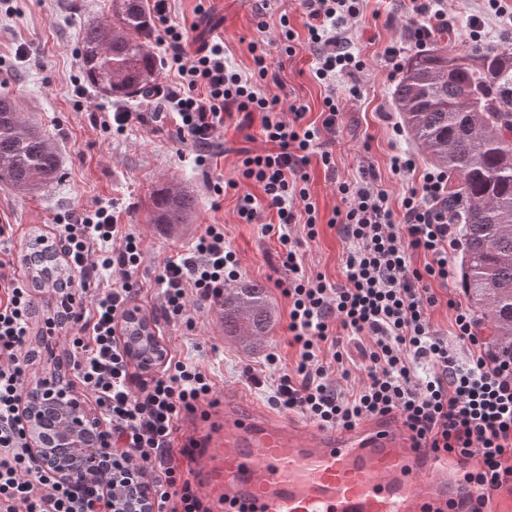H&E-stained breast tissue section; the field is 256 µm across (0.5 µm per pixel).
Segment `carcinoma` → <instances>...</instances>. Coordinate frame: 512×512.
I'll use <instances>...</instances> for the list:
<instances>
[{"label": "carcinoma", "instance_id": "obj_1", "mask_svg": "<svg viewBox=\"0 0 512 512\" xmlns=\"http://www.w3.org/2000/svg\"><path fill=\"white\" fill-rule=\"evenodd\" d=\"M148 0H112V16L83 25L85 81L106 97L152 98L157 59ZM394 99L410 137L448 171L459 224L462 285L491 323L501 349H512V49L465 52L437 43L404 65ZM61 176L50 138L0 94V180L21 193ZM192 193L174 181L153 192L152 220L171 231L189 223ZM224 331L249 343L271 322L258 285L224 289Z\"/></svg>", "mask_w": 512, "mask_h": 512}]
</instances>
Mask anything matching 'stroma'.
<instances>
[{
  "mask_svg": "<svg viewBox=\"0 0 512 512\" xmlns=\"http://www.w3.org/2000/svg\"><path fill=\"white\" fill-rule=\"evenodd\" d=\"M213 4L211 14L202 17L196 13L198 0L170 2L177 21L190 27L192 47L222 39L228 65L241 73L250 72L249 43L257 36L254 0H213ZM10 7L11 16L0 19V93L10 94L28 120L47 130L62 162L61 177L31 193H18L0 181V220L12 224L15 250L26 251L36 235L50 234L59 214L100 202L115 204L120 224L142 243L137 278L144 290L138 303L162 347L206 371L214 384V399L241 397L248 404L268 408L263 391L248 382L243 370L259 367L270 353L277 354L286 366L295 358L287 343L288 300L275 286L278 244L264 225L238 223L234 195L217 198L210 189L211 180L235 177L237 148L262 149L260 123L244 132L237 129L235 120L225 121L224 154L214 158L207 169L198 166L191 146L178 140L174 121H167L160 134L153 133L151 126L137 124L123 136L111 137L95 124V114L163 109L157 98H109L91 88L81 96L75 92L76 79L82 74L80 28L85 22L110 16L112 0H12ZM284 7L297 34L296 52L289 57L279 47H271L268 61L280 82L268 84L266 92L279 96L286 105L303 102L308 107L307 121L314 122L320 118L325 92L310 72L313 55L307 44L306 18L298 0H286ZM443 7L448 12L446 36L452 44H460L462 34L480 16L485 20L487 48H512V18L488 12L485 0H445ZM412 28L401 0H368L362 22L353 28V46L365 62L362 95L345 102L327 146L334 169H326L316 156L307 168L321 218L316 239L304 246L307 274H323L333 283L344 280L345 243L328 224L334 210L344 206L337 182L355 180L360 167H372L378 184L397 204L434 165L426 150L413 147L407 138L395 137L383 118L394 110L392 92L397 79L381 53L387 45L407 41ZM400 152L414 156V172L404 176L392 173L390 158ZM170 180L194 192L198 199L189 223L173 233L150 221L152 193ZM209 224L223 225L226 243L239 260L240 286L256 283L267 290L274 321L258 349L225 335L213 306L191 302L195 326L190 330L164 322L159 312L160 300L153 287L159 267L167 259L187 253Z\"/></svg>",
  "mask_w": 512,
  "mask_h": 512,
  "instance_id": "stroma-1",
  "label": "stroma"
}]
</instances>
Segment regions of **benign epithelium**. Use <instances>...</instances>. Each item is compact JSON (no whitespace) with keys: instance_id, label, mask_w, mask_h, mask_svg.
Segmentation results:
<instances>
[{"instance_id":"7a95c632","label":"benign epithelium","mask_w":512,"mask_h":512,"mask_svg":"<svg viewBox=\"0 0 512 512\" xmlns=\"http://www.w3.org/2000/svg\"><path fill=\"white\" fill-rule=\"evenodd\" d=\"M36 249L52 257L60 275L67 274L56 245L42 237ZM22 411L28 452L41 468L63 482L78 480L93 488L106 512H150L151 496L134 482L137 471L112 460L102 443L106 424L72 384L57 378L40 380L24 400Z\"/></svg>"}]
</instances>
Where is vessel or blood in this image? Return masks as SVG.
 <instances>
[{
  "label": "vessel or blood",
  "instance_id": "obj_1",
  "mask_svg": "<svg viewBox=\"0 0 512 512\" xmlns=\"http://www.w3.org/2000/svg\"><path fill=\"white\" fill-rule=\"evenodd\" d=\"M196 451L223 512H433L460 477L401 427L336 432L225 401Z\"/></svg>",
  "mask_w": 512,
  "mask_h": 512
}]
</instances>
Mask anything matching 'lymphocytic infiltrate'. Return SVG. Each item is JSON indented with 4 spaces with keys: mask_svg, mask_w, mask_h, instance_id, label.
Segmentation results:
<instances>
[{
    "mask_svg": "<svg viewBox=\"0 0 512 512\" xmlns=\"http://www.w3.org/2000/svg\"><path fill=\"white\" fill-rule=\"evenodd\" d=\"M276 2L261 0L255 10L262 37L250 44L247 74L226 64L223 43L190 49L186 26L170 17L168 0L154 3L163 26L161 68L175 77L155 90L175 108L181 142L207 163L225 119L233 116L241 129L260 122L266 143L259 152L240 150L237 177L213 181L212 189L219 197L235 192L240 223H264L278 241L287 276L276 285L288 299V343L297 360L272 385L265 372L249 368L245 374L255 388H269L272 405L325 428L351 430L367 419L399 418L415 447L466 463L469 512H487L486 492L512 485V355L496 348L460 302L436 293L457 279L452 255L460 241L448 207V173L428 169L396 208L372 168H361L356 181L338 183L345 208L334 211L329 224L348 243L345 281L306 274L301 249L317 236L319 212L305 168L315 154L324 166L332 164L323 144L339 122L337 79L346 78L348 97L362 94L365 64L352 46V26L362 20L364 0H300L313 76L326 91L318 124L306 122L307 105L286 106L262 90L278 79L263 37ZM299 223L306 229L302 239L287 231ZM52 237L67 259L72 288L87 289L112 269L120 273L88 305L53 306L43 314V333L65 335L75 378L109 426L107 448L150 478L156 512H210L176 464L174 448L183 416L212 404L210 377L171 358L141 387L132 385L122 336L143 291L135 278L142 261L138 238L122 228L109 203L57 217ZM12 243V225L0 224V512H97L85 487L58 481L27 452L20 403L33 370L28 342L35 300L17 273ZM417 254L423 265H414ZM240 276L223 226L207 225L185 256L160 268L164 320L192 325L188 298L219 302ZM441 304L454 314L459 348L449 347L431 320L432 308Z\"/></svg>",
    "mask_w": 512,
    "mask_h": 512,
    "instance_id": "1",
    "label": "lymphocytic infiltrate"
}]
</instances>
